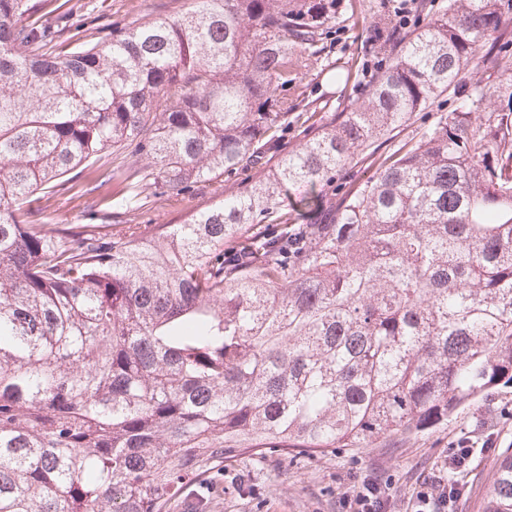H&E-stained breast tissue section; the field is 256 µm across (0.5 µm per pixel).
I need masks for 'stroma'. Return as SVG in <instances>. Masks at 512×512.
<instances>
[{"instance_id": "stroma-1", "label": "stroma", "mask_w": 512, "mask_h": 512, "mask_svg": "<svg viewBox=\"0 0 512 512\" xmlns=\"http://www.w3.org/2000/svg\"><path fill=\"white\" fill-rule=\"evenodd\" d=\"M185 0H85L82 10L69 19L72 31L82 40L108 35L112 29L129 26L158 15L180 13ZM366 29L336 25L326 39L327 48L314 74L297 89L310 114L292 112L282 131L280 147L266 153L267 164H274L281 151L296 147L306 135L328 123L335 112L355 101L359 91L335 81L337 66L353 55H366ZM260 167L248 165L237 172L197 186L192 196L180 201L159 194L151 197L134 223L178 224L189 213L209 207L229 191L257 179ZM112 184L99 186L88 195L55 197L47 206L65 224H84L90 208L103 197L116 194ZM512 385L488 392L474 405L439 427L419 434H393L369 448H339L315 454H282L270 451L260 456L237 454L223 467L212 470L209 480L214 490L204 505L192 510L185 492L172 499L169 512H338V503L349 486V474H374L390 482L396 506H404L414 487L428 475L433 462L462 432L477 428L483 419H494V446L476 452L465 478L467 489L457 512H478L492 484L500 453L512 448Z\"/></svg>"}]
</instances>
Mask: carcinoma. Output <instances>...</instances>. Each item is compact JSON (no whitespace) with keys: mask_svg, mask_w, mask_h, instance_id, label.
<instances>
[{"mask_svg":"<svg viewBox=\"0 0 512 512\" xmlns=\"http://www.w3.org/2000/svg\"><path fill=\"white\" fill-rule=\"evenodd\" d=\"M342 2L187 0L82 42L0 0V512H166L226 453L369 448L512 385V82L460 77L512 43L502 0L371 22L392 61L339 66L356 104L182 223L112 232L259 164ZM445 92L458 108L377 154ZM107 152L93 223H30ZM479 512H512V452Z\"/></svg>","mask_w":512,"mask_h":512,"instance_id":"obj_1","label":"carcinoma"}]
</instances>
